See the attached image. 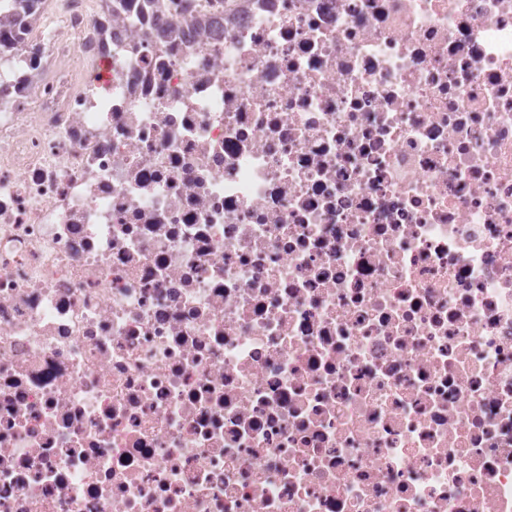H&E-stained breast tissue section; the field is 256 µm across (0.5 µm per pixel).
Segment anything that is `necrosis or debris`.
I'll use <instances>...</instances> for the list:
<instances>
[{
    "label": "necrosis or debris",
    "instance_id": "1",
    "mask_svg": "<svg viewBox=\"0 0 512 512\" xmlns=\"http://www.w3.org/2000/svg\"><path fill=\"white\" fill-rule=\"evenodd\" d=\"M14 12L0 512H512V0Z\"/></svg>",
    "mask_w": 512,
    "mask_h": 512
}]
</instances>
